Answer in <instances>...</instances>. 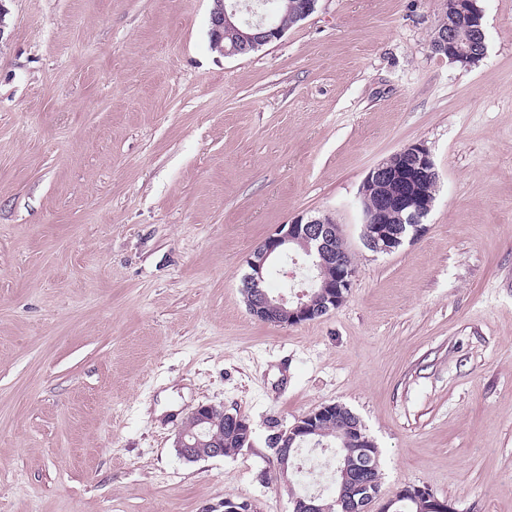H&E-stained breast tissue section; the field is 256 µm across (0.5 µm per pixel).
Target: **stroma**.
Instances as JSON below:
<instances>
[{"label":"stroma","instance_id":"stroma-1","mask_svg":"<svg viewBox=\"0 0 512 512\" xmlns=\"http://www.w3.org/2000/svg\"><path fill=\"white\" fill-rule=\"evenodd\" d=\"M0 33V512H292L272 437L330 403L456 512H512V0H480L486 55L431 50L443 0H319L246 56L212 0H5ZM425 144V230L361 239L369 171ZM330 214L344 303L259 321L241 278L298 216ZM201 404L250 446L188 462Z\"/></svg>","mask_w":512,"mask_h":512}]
</instances>
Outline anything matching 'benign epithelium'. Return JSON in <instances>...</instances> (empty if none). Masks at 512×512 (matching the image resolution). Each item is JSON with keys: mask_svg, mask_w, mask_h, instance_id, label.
Segmentation results:
<instances>
[{"mask_svg": "<svg viewBox=\"0 0 512 512\" xmlns=\"http://www.w3.org/2000/svg\"><path fill=\"white\" fill-rule=\"evenodd\" d=\"M210 13L212 46L223 56H242L268 43L280 39L285 28L266 19L243 18L242 12L252 11V7H240L238 3L226 0H212ZM232 37V43L224 45V35ZM431 49L434 53L448 58L451 63L464 67L477 65L486 54V34L483 25V11L477 0H443V15L437 28ZM399 180L404 185L403 194L396 200L384 203H370L371 187L384 179ZM439 174L429 149L422 143L410 144L392 154L374 167L363 181L360 201L363 207L364 223L361 238L366 248L375 253H389L404 241L405 228L387 223L386 213L395 206L407 211L406 222L410 224V240L417 239L424 231L422 219L430 212L432 203L419 200L418 185L423 181L436 180ZM316 244L319 260L313 265L330 264L337 268L335 283L322 288L324 301L316 305L307 291L300 292L290 300L284 295L270 296L258 292L247 300L250 313L259 320L268 318V314L279 308L287 309V319H279L281 325H297L322 317L330 310L340 306L351 287L357 268L349 262V252L342 246L343 238L334 218L328 214L310 217H298L291 223L281 225L271 232L256 247L248 259L250 272L244 277L245 284L253 287L264 281L268 265L286 256L301 245L310 252V243ZM335 407L326 404L318 410L302 417L295 424L277 434L276 456L283 472L293 466L290 451L297 450L294 443L305 440L318 432V427L332 418ZM224 425L246 436L251 433L250 421L240 413L220 410ZM192 434L183 429L176 439V449L181 458L188 462L200 460L196 444L191 442ZM414 501L420 512H455L446 500L438 499L428 490L417 486H405L394 497L384 501L379 512H392L401 499Z\"/></svg>", "mask_w": 512, "mask_h": 512, "instance_id": "benign-epithelium-1", "label": "benign epithelium"}]
</instances>
